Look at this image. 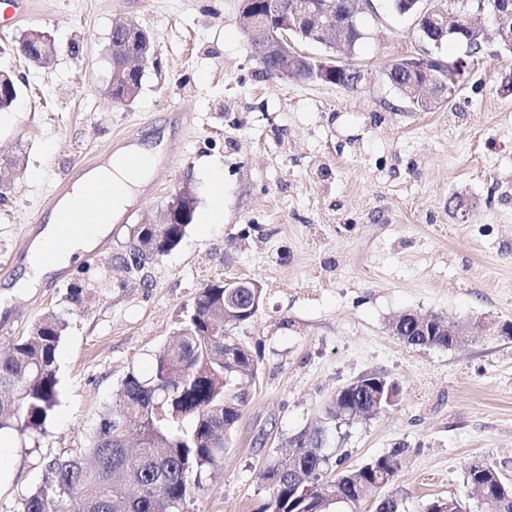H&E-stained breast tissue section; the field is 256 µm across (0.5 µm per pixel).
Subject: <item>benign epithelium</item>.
Wrapping results in <instances>:
<instances>
[{"instance_id":"benign-epithelium-1","label":"benign epithelium","mask_w":512,"mask_h":512,"mask_svg":"<svg viewBox=\"0 0 512 512\" xmlns=\"http://www.w3.org/2000/svg\"><path fill=\"white\" fill-rule=\"evenodd\" d=\"M413 11L420 39L426 48L419 54L408 56L407 79L399 86L409 97H417L420 90L426 94L420 96L427 108L433 110L447 102V85L436 79L433 63L437 59L432 55V47L440 44L441 37L448 34V2L447 0H416ZM338 7V0H268L263 13L252 9L250 0H245L241 7V19L251 43L260 48L259 63L264 69H271L274 76L282 81L304 80L322 83H333L342 70L338 57L327 54L317 57L316 67L299 71L305 59L312 53L304 49V44L294 38L302 23L312 19L318 32L317 42L326 50L334 49L331 41L335 29L331 26L332 17ZM488 18L495 29L500 45L512 47V13L491 12ZM138 28L134 22H123L112 28L108 51L119 58V64L112 69V84L121 86V82L129 77L128 67L135 63L140 71L159 67L157 51L139 52L122 42L123 33ZM25 45L20 47L21 55L37 62L42 58L56 56L55 42L52 36L40 29L29 28L24 32ZM123 87V86H121ZM139 88L126 85L123 96L114 98L117 103H126L137 94ZM197 201L190 183H184L171 197L165 210L164 223L185 224L189 211L194 209Z\"/></svg>"}]
</instances>
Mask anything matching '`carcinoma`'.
<instances>
[{"instance_id":"cac0c4a2","label":"carcinoma","mask_w":512,"mask_h":512,"mask_svg":"<svg viewBox=\"0 0 512 512\" xmlns=\"http://www.w3.org/2000/svg\"><path fill=\"white\" fill-rule=\"evenodd\" d=\"M512 8V0H468L464 9ZM465 44L480 59L483 35L466 25L445 36ZM186 224H137L124 264L140 270L144 263L179 245ZM262 289L237 290L224 301V283L199 289L178 331L176 343L155 357L152 373L126 374L113 403L99 414L89 448L71 457L45 462V482L23 499L21 512H181L191 495L192 478L224 458V437L240 418V381L252 379L257 365L250 351L229 330L248 322L258 311ZM399 339L408 345L448 348V320L432 316L433 334L426 336L410 315L403 316ZM65 322L48 313L27 335L0 353V435L33 437L41 432L57 402L56 350ZM336 392L326 406L327 420L340 415H378L396 404L397 385L378 373ZM327 429L304 431L288 441L259 478L270 490L262 512H328L346 506L341 495L361 503L375 499V512H401L397 494L375 497L390 485L408 452L403 443L377 456L354 475L327 477L324 453ZM489 466H470L466 495L481 491L500 502L499 512H512V492Z\"/></svg>"}]
</instances>
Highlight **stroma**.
Instances as JSON below:
<instances>
[{"label":"stroma","mask_w":512,"mask_h":512,"mask_svg":"<svg viewBox=\"0 0 512 512\" xmlns=\"http://www.w3.org/2000/svg\"><path fill=\"white\" fill-rule=\"evenodd\" d=\"M33 3L17 15L0 0V67L24 77L15 107L0 112V153L25 159L0 202V350L46 313L67 327L51 419L26 441L0 439V512H19L46 460L89 448L124 376L150 375L199 289L218 278L263 290L254 318L231 331L258 370L242 385L221 468L202 472L183 512H261L270 492L258 474L276 448L320 425L336 391L370 373L398 383L397 402L339 421L331 459L352 472L401 442L409 452L389 490L403 512L448 497L491 512L465 497L464 482L480 460L512 486V336L501 331L512 323V96L497 90L512 51L489 41L451 102L422 112L383 74L421 46L389 0H372L358 19L363 37L346 58L364 74L354 89L266 77L239 0ZM128 20L151 31L161 68L117 104L107 47L113 25ZM32 27L59 46L49 71L16 49ZM129 132L166 142L150 185L93 256L18 287L23 238L44 226L56 188ZM186 182L198 197L186 235L127 271L120 257L134 225L161 222ZM405 311L485 328L455 349L411 346L387 331Z\"/></svg>","instance_id":"35a3bbf8"}]
</instances>
